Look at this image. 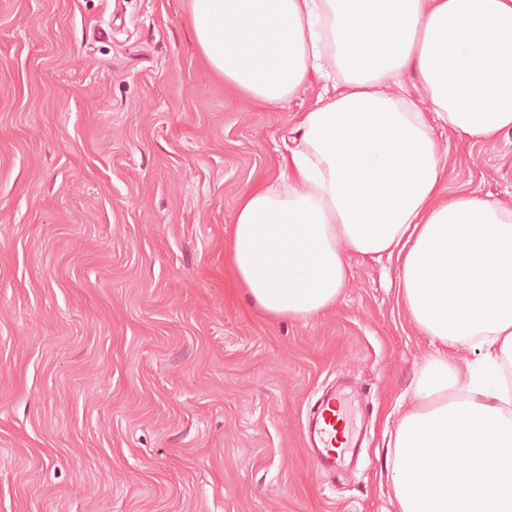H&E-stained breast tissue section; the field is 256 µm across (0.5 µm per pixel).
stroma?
<instances>
[{
  "label": "stroma",
  "mask_w": 512,
  "mask_h": 512,
  "mask_svg": "<svg viewBox=\"0 0 512 512\" xmlns=\"http://www.w3.org/2000/svg\"><path fill=\"white\" fill-rule=\"evenodd\" d=\"M188 4L0 0V512H396L429 341L385 260L302 321L246 300L227 228L316 90L225 87ZM448 147L449 191L512 204V133ZM337 387L364 439L328 480L302 428Z\"/></svg>",
  "instance_id": "obj_1"
}]
</instances>
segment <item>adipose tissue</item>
Masks as SVG:
<instances>
[{"mask_svg":"<svg viewBox=\"0 0 512 512\" xmlns=\"http://www.w3.org/2000/svg\"><path fill=\"white\" fill-rule=\"evenodd\" d=\"M206 64L250 102L321 86L241 194L224 261L267 316L332 308L352 261L396 260L431 350L388 442L397 512H512V205L447 191L438 133L512 131V0H190ZM469 350L474 361H459Z\"/></svg>","mask_w":512,"mask_h":512,"instance_id":"adipose-tissue-1","label":"adipose tissue"}]
</instances>
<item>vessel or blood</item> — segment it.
<instances>
[{
    "label": "vessel or blood",
    "mask_w": 512,
    "mask_h": 512,
    "mask_svg": "<svg viewBox=\"0 0 512 512\" xmlns=\"http://www.w3.org/2000/svg\"><path fill=\"white\" fill-rule=\"evenodd\" d=\"M304 444L322 476H334L350 466L359 433L341 395L332 390L322 395L304 431Z\"/></svg>",
    "instance_id": "vessel-or-blood-1"
}]
</instances>
